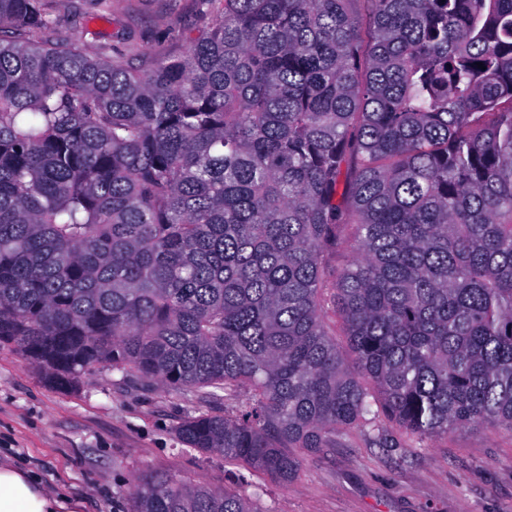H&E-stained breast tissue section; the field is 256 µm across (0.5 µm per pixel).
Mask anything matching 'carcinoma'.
<instances>
[{
    "label": "carcinoma",
    "mask_w": 512,
    "mask_h": 512,
    "mask_svg": "<svg viewBox=\"0 0 512 512\" xmlns=\"http://www.w3.org/2000/svg\"><path fill=\"white\" fill-rule=\"evenodd\" d=\"M60 2L0 0L1 345L59 388L109 364L199 405L244 390L178 436L282 482L292 448L401 446L386 421L512 434V0H368L366 31L359 0H190L205 26L143 69L58 39ZM356 228L352 224L344 227L342 235L344 243L336 248V252H332L326 259L325 275L328 281L332 282L336 274L343 269L352 259L350 251V243L354 239Z\"/></svg>",
    "instance_id": "carcinoma-1"
}]
</instances>
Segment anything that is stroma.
Listing matches in <instances>:
<instances>
[{"label":"stroma","instance_id":"1","mask_svg":"<svg viewBox=\"0 0 512 512\" xmlns=\"http://www.w3.org/2000/svg\"><path fill=\"white\" fill-rule=\"evenodd\" d=\"M92 50L118 47L129 62L182 53L201 20L189 4L119 0L95 16L83 0ZM194 405L157 382L98 366L69 389L52 387L15 347L0 345V458L79 502L80 512H133L130 479L168 472L229 488L258 512H512V435L465 428L413 446L363 443L301 454L288 484L187 448L178 437Z\"/></svg>","mask_w":512,"mask_h":512}]
</instances>
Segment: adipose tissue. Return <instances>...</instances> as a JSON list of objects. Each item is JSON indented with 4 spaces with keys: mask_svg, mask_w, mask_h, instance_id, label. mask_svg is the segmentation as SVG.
Wrapping results in <instances>:
<instances>
[{
    "mask_svg": "<svg viewBox=\"0 0 512 512\" xmlns=\"http://www.w3.org/2000/svg\"><path fill=\"white\" fill-rule=\"evenodd\" d=\"M63 499L52 495L33 473L0 462V512H64Z\"/></svg>",
    "mask_w": 512,
    "mask_h": 512,
    "instance_id": "ef3b65f1",
    "label": "adipose tissue"
}]
</instances>
